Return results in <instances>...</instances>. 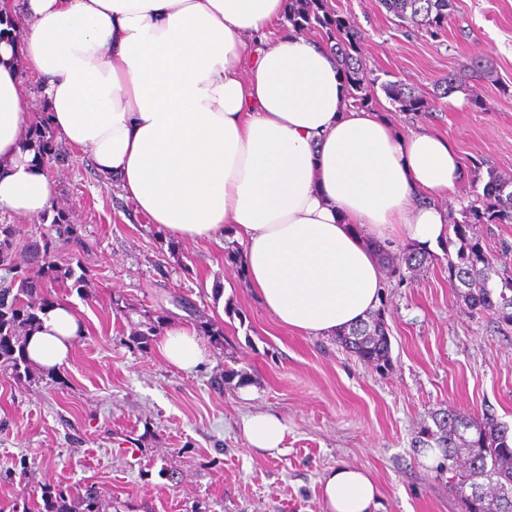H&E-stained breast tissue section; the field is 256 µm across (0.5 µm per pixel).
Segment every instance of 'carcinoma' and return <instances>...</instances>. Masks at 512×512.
Instances as JSON below:
<instances>
[{
    "label": "carcinoma",
    "mask_w": 512,
    "mask_h": 512,
    "mask_svg": "<svg viewBox=\"0 0 512 512\" xmlns=\"http://www.w3.org/2000/svg\"><path fill=\"white\" fill-rule=\"evenodd\" d=\"M285 20L302 31H316L333 42L332 50L339 59L349 86L353 105H373L360 45L362 31L351 21L328 6L327 0H289ZM386 13L400 23L408 24L434 37L448 23L454 0H379ZM381 89L399 112H428L454 89L453 81L438 82L433 94L425 96L399 81H386ZM454 237L448 244L456 247V259H448V281L455 289L466 288L464 300L473 310L492 311L512 319V278L502 282L499 300H493L487 288L489 280L499 275L490 254L473 233L475 224H512V178L493 170L487 171L482 192L461 212V218L450 217ZM21 230L13 224H0V269L11 274L0 284V367L11 369L17 378L28 374L25 335L37 320V313L50 304L34 297L44 292L55 278V254L61 248L78 244L73 225L64 217L54 220L51 233L28 241L32 275L14 263L16 240ZM409 269L422 266L427 254L412 247L403 249L400 257ZM142 329L132 331L128 341L146 350L164 325L161 315L147 311ZM340 343L363 364L380 372L391 367V343L381 314L340 334ZM433 425L417 432L414 447L431 450L436 455L434 471L448 477V487L464 499L466 512H499L502 503L512 499V445L507 427L491 417L481 420L452 408H442L431 415ZM478 490L479 497L466 491ZM42 504L33 511L28 505L13 512H109L112 504L91 485L86 487L78 504H72L68 489L48 485L42 490Z\"/></svg>",
    "instance_id": "carcinoma-1"
}]
</instances>
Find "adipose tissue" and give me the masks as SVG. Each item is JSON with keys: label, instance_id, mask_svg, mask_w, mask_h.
I'll list each match as a JSON object with an SVG mask.
<instances>
[{"label": "adipose tissue", "instance_id": "obj_1", "mask_svg": "<svg viewBox=\"0 0 512 512\" xmlns=\"http://www.w3.org/2000/svg\"><path fill=\"white\" fill-rule=\"evenodd\" d=\"M288 0H0V210L49 211L55 182L29 136L25 73L49 123L89 152L150 224L176 241L242 246L248 288L282 326L333 336L368 318L382 250L448 238L441 201L464 177L451 141L353 107L330 43L280 29ZM86 332L69 300L39 312L29 363L68 365ZM159 358L190 374L209 350L195 326L165 328ZM280 450L275 414L242 421ZM361 468L321 480L326 512H376Z\"/></svg>", "mask_w": 512, "mask_h": 512}]
</instances>
